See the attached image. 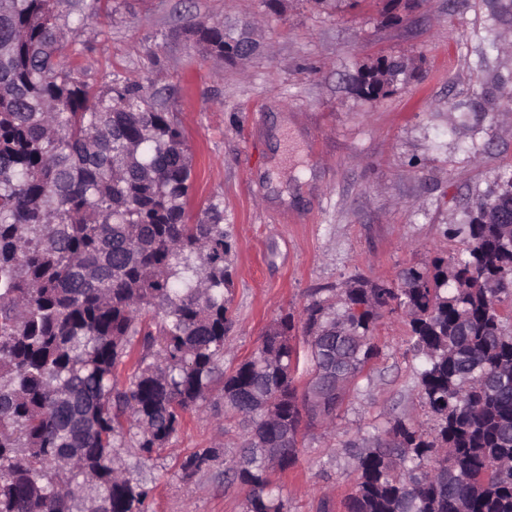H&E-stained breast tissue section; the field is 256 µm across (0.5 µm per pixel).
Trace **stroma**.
Returning a JSON list of instances; mask_svg holds the SVG:
<instances>
[{"instance_id": "stroma-1", "label": "stroma", "mask_w": 512, "mask_h": 512, "mask_svg": "<svg viewBox=\"0 0 512 512\" xmlns=\"http://www.w3.org/2000/svg\"><path fill=\"white\" fill-rule=\"evenodd\" d=\"M111 0L74 38L90 87L137 83L184 129L193 155L189 215L224 214L232 322L224 368L257 350L284 314L302 319L321 289L356 276L400 283L463 248L448 229L512 171V0ZM245 33L249 56L218 61L199 22ZM407 73L384 94L355 78L376 57ZM401 312L383 310L382 350L348 390L335 434L304 431L297 464L275 474L287 512H333L354 492L351 444L366 447L398 417L433 428L416 387ZM241 428L223 408L187 413L149 458L119 451L149 491V512H244L247 489L226 463ZM219 447L192 476L193 452Z\"/></svg>"}]
</instances>
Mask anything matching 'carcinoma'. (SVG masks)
I'll use <instances>...</instances> for the list:
<instances>
[{"label":"carcinoma","instance_id":"obj_1","mask_svg":"<svg viewBox=\"0 0 512 512\" xmlns=\"http://www.w3.org/2000/svg\"><path fill=\"white\" fill-rule=\"evenodd\" d=\"M60 2L0 0V512H147L115 449L149 457L212 401L241 418L244 455L228 469L244 512H284L272 475L296 465L302 424L335 432L347 390L330 382L324 403L309 400L300 359L315 376L338 356L354 382L380 357L374 331L393 304L434 427L398 419L362 449L347 512H512V175L449 231L459 256L396 287L351 279L340 302L307 306L305 352L286 314L226 374L223 211L189 223L185 132L141 86L94 91L58 62L71 46ZM196 34L220 60L239 43L222 22ZM403 73L392 61L378 87Z\"/></svg>","mask_w":512,"mask_h":512}]
</instances>
